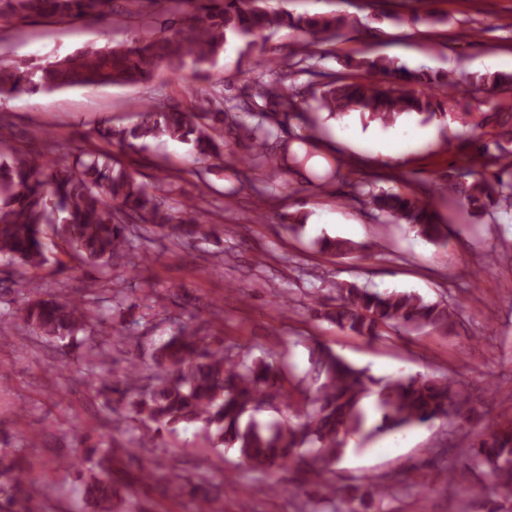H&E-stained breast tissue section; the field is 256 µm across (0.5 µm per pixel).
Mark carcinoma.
Segmentation results:
<instances>
[{
    "label": "carcinoma",
    "instance_id": "cac0c4a2",
    "mask_svg": "<svg viewBox=\"0 0 512 512\" xmlns=\"http://www.w3.org/2000/svg\"><path fill=\"white\" fill-rule=\"evenodd\" d=\"M0 8V29L15 20L57 18L71 23L106 14L112 0H6ZM161 6L158 30L118 46L93 44L49 62L0 61V97L73 87L96 88L134 85L151 79L160 67L177 78L192 69L201 80L230 42L246 49L256 39L287 27L302 42L288 57V69L308 70L314 48L337 36L350 24L342 14H293L264 4V0H178L175 10L167 0H150ZM345 66L362 70L369 78L345 82L336 77L312 81L306 94L315 109L340 117L360 112L385 126L404 113H416L425 121L445 118L444 102L437 95L476 98L491 88L512 94V73L486 72L471 80L451 74L410 70L388 57H349ZM256 95L269 99L288 119L302 123L303 141L317 140V118L299 102L300 93L281 82L257 84ZM190 111L165 110L140 104V121L132 127H109L98 136L110 145H134L137 140L166 137L192 143L204 159H224V109L217 96L193 88ZM466 138L482 170L448 169L443 189L448 199L475 217L498 209L512 212V102L495 103L492 112H462L458 116ZM486 134H474L477 128ZM368 202L392 224H406L424 240L444 242L448 225L437 222L429 204L398 188L368 190ZM130 221L160 230L173 229L176 238L191 240L207 231L195 203L171 211L155 192L112 162L102 150L81 149L70 159L35 163L23 153L0 162V254L23 268H37L48 261L46 240L57 239L84 264L109 267L113 258L132 248L126 229ZM322 252L348 256L364 250L349 239L323 237ZM307 311L337 330L370 342L393 332H410L424 326L448 329L454 310L441 302H427L411 292L379 291L356 283L336 285V304L315 298ZM22 320L48 342H77L79 332L94 328L98 341L87 356L73 364L94 374L112 357L115 342L107 337L112 321L90 302L80 298L27 299L19 315H0V330ZM310 366L296 375L292 368L269 357H254L248 350L232 351L218 336L201 333L199 327H180L153 348L150 362L131 361L121 375L96 387L97 396L112 408L114 395L125 402L126 419L144 432L136 447L155 444V434L178 426L196 425L214 448L238 450L254 471L277 467L307 466L319 477L315 496L308 497L309 512H389L396 483L386 478L368 480L347 488L336 486L329 474L345 452L347 437L365 431L363 399L377 396L380 421L374 434H395L417 424L451 419L469 422L476 416L470 396L454 370L442 376L415 375L399 379L376 378L348 363L330 346L316 340L310 347ZM282 405L283 419L262 424L255 415L267 407ZM133 461L136 455L109 441L89 446L77 455L75 481L94 512H112L113 475L120 455ZM470 471H487L491 485L512 492V428L494 431L462 449ZM174 478L197 497L200 512H211V490L200 485L204 474ZM0 512H36L39 505L28 480V466L0 453ZM489 485V486H491ZM489 486L480 484L473 494L483 499L485 512H497Z\"/></svg>",
    "mask_w": 512,
    "mask_h": 512
}]
</instances>
